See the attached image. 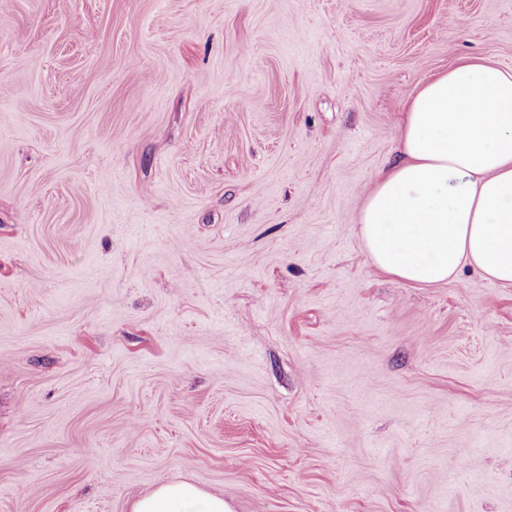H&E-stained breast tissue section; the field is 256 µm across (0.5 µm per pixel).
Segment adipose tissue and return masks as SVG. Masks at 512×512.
Masks as SVG:
<instances>
[{"label":"adipose tissue","mask_w":512,"mask_h":512,"mask_svg":"<svg viewBox=\"0 0 512 512\" xmlns=\"http://www.w3.org/2000/svg\"><path fill=\"white\" fill-rule=\"evenodd\" d=\"M401 158L379 175L358 230L373 266L438 285L466 266L512 288V71L469 58L410 97ZM133 512H230L186 482L161 484Z\"/></svg>","instance_id":"ef3b65f1"}]
</instances>
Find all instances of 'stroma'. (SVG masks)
Segmentation results:
<instances>
[{
  "label": "stroma",
  "instance_id": "1",
  "mask_svg": "<svg viewBox=\"0 0 512 512\" xmlns=\"http://www.w3.org/2000/svg\"><path fill=\"white\" fill-rule=\"evenodd\" d=\"M512 0H0V512H512V288L357 234ZM133 512H230V509L223 497L206 494L194 484L168 482L139 499Z\"/></svg>",
  "mask_w": 512,
  "mask_h": 512
}]
</instances>
